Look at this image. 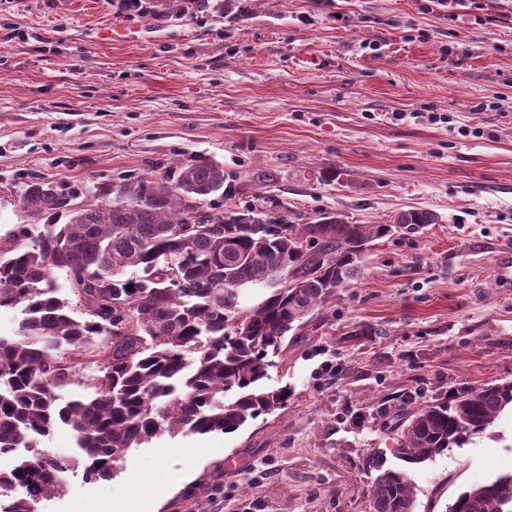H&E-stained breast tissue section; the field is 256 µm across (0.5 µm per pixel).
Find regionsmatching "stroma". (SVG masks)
Returning <instances> with one entry per match:
<instances>
[{
    "label": "stroma",
    "instance_id": "1",
    "mask_svg": "<svg viewBox=\"0 0 512 512\" xmlns=\"http://www.w3.org/2000/svg\"><path fill=\"white\" fill-rule=\"evenodd\" d=\"M248 17L156 22L118 0H0V235L25 182L76 189L196 156L289 220L438 221L378 240L363 275L289 341L285 407L236 432L162 436L112 480L67 473L39 512H368L365 460L401 462L393 415L512 381V12L504 0H242ZM337 171L328 179V171ZM335 374L318 375L322 362ZM512 473V414L415 467L416 512Z\"/></svg>",
    "mask_w": 512,
    "mask_h": 512
}]
</instances>
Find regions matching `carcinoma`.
Instances as JSON below:
<instances>
[{"label": "carcinoma", "mask_w": 512, "mask_h": 512, "mask_svg": "<svg viewBox=\"0 0 512 512\" xmlns=\"http://www.w3.org/2000/svg\"><path fill=\"white\" fill-rule=\"evenodd\" d=\"M121 3L162 22L242 16L236 0ZM236 193L224 167L203 159L160 179L79 192L26 183L21 208L43 223L0 236V310L21 314L15 336H0V456L20 448L29 456L0 470V491L25 489L0 512H38L79 467L87 479L110 480L130 450L165 434L231 433L284 406L288 389L265 380L288 333L304 336L311 315L360 277L375 241L399 225L413 234L438 222L414 209L382 224L334 214L294 224L255 204L215 203ZM249 283L270 293L241 310L237 289ZM71 385L83 392L66 401L61 391ZM509 410L512 381L462 387L400 414L393 452L406 467L371 459L369 512H415L410 466L462 447ZM61 426L78 448L67 460L40 448ZM452 506L512 512V474L461 492Z\"/></svg>", "instance_id": "1"}]
</instances>
